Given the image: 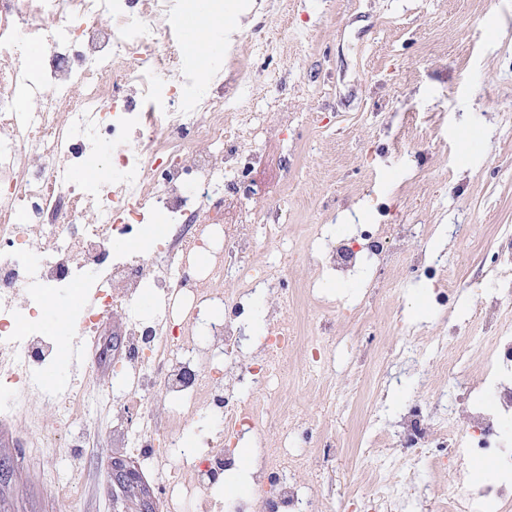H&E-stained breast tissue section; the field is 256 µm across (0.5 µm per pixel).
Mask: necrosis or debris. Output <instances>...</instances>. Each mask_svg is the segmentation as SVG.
Returning a JSON list of instances; mask_svg holds the SVG:
<instances>
[{
    "label": "necrosis or debris",
    "mask_w": 512,
    "mask_h": 512,
    "mask_svg": "<svg viewBox=\"0 0 512 512\" xmlns=\"http://www.w3.org/2000/svg\"><path fill=\"white\" fill-rule=\"evenodd\" d=\"M191 0H0V393L12 413L29 417L30 397L43 391L54 363L51 340L40 336L35 313L56 296L83 290L96 304L77 312L81 333L118 316L124 336L121 399L107 400L94 384L54 393L59 420L71 422L91 406L111 402L120 420L139 415L128 444L165 460L155 479L163 512H194L241 464L238 445L252 441L258 459L246 495L226 499L224 512H312L319 491L298 473L313 459L295 431L307 419L274 411L288 354L305 351L303 374L328 369L330 334L304 332L299 315L270 314L258 353L242 362L239 319L258 296H280L271 270L248 260L252 227L276 236L285 216L283 188L291 171L288 124L279 116L257 123L242 111L249 76L237 62L217 65L188 56L180 24ZM38 61L26 58L31 43ZM136 146H129L130 137ZM261 146L276 161L262 208L247 210L243 178ZM210 145V153L199 145ZM161 219L153 263L114 253L112 241ZM386 225L364 245L327 250L322 225L308 228L306 249L325 253L328 270L345 276L383 259ZM231 280L232 293L219 284ZM160 295L143 316L141 288ZM192 322L193 335L181 325ZM455 378L460 399L434 403L445 421L411 420L405 443L422 454L436 437L448 439L455 459L490 462L498 476L443 498L441 512H484L493 504L512 512V338L487 351L483 382ZM249 382L253 393L241 392ZM494 398L477 401L478 392ZM210 418L199 439L182 431L185 411Z\"/></svg>",
    "instance_id": "1"
}]
</instances>
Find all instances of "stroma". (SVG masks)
<instances>
[{"label": "stroma", "mask_w": 512, "mask_h": 512, "mask_svg": "<svg viewBox=\"0 0 512 512\" xmlns=\"http://www.w3.org/2000/svg\"><path fill=\"white\" fill-rule=\"evenodd\" d=\"M283 9L289 27L308 32L309 40L254 55L243 33ZM192 15L207 32L203 56L232 51L248 69L250 112L265 113L275 92L304 119L288 132L305 151L291 172L285 224L279 237H259L249 258L281 269L289 294L315 284L299 300L307 333H317L327 318L323 298L344 310L335 319L331 372L322 385L297 384L291 393L333 447L322 461L328 483L315 510L352 512L353 501L373 491L360 461L379 457L399 484L385 512H440L443 495L492 480L494 471L455 466L441 446L432 450V465L408 461L397 449L358 446L357 411L365 395H376L378 427L393 432L402 418L427 413L447 394L450 382L436 364L462 361L463 375L479 379L481 351L456 341L468 331L478 298L506 302L499 328L512 334V290L496 287L490 273L498 227L512 225V0H224L220 19L212 0H195ZM410 114L429 144L408 140L393 148ZM417 222L434 227L418 248L447 258L456 271L459 288L447 297L439 296L434 279L410 272L400 254L342 279L302 248L312 224L325 225L335 240L362 224ZM78 304L55 298L41 315L39 332L56 345L46 379L68 386L92 381L121 393L111 360L98 361L90 373L65 366L72 343L101 345L122 331L119 319L106 318L95 336L82 335L70 324ZM409 329L419 343L408 353ZM17 424L0 402V457L10 465L0 500L16 512H137L138 496L113 486L110 463L134 462L150 484L160 462L135 456L112 427L111 407L95 408L73 426L83 437L84 471L72 500L57 491L68 447L28 454Z\"/></svg>", "instance_id": "stroma-1"}]
</instances>
